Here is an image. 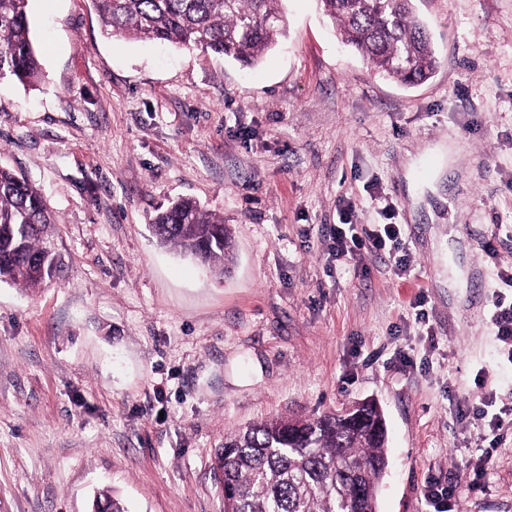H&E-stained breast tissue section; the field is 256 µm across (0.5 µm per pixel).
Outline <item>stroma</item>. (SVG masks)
I'll use <instances>...</instances> for the list:
<instances>
[{
	"mask_svg": "<svg viewBox=\"0 0 512 512\" xmlns=\"http://www.w3.org/2000/svg\"><path fill=\"white\" fill-rule=\"evenodd\" d=\"M437 58L407 86L316 0L246 70L111 37L91 0H30L33 84L0 85V166L57 220L50 282L0 281V512H224L226 434L373 399L378 512H512V0H414ZM192 198L232 230L223 275L160 243ZM400 224L409 255L337 268L327 233ZM499 233L495 256L483 242ZM478 489H469L470 478ZM454 487L444 500L432 487ZM494 307L491 324L499 339L510 342L508 357L512 360V301L505 304V299L500 296L494 303Z\"/></svg>",
	"mask_w": 512,
	"mask_h": 512,
	"instance_id": "obj_1",
	"label": "stroma"
}]
</instances>
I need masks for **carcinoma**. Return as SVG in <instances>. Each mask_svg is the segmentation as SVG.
Instances as JSON below:
<instances>
[{
  "mask_svg": "<svg viewBox=\"0 0 512 512\" xmlns=\"http://www.w3.org/2000/svg\"><path fill=\"white\" fill-rule=\"evenodd\" d=\"M30 0H0V83L27 84L40 68L29 36ZM107 33L223 55L255 65L286 34L282 0H92ZM342 43L370 67L407 85L429 79L436 57L413 0H317ZM56 223L41 193L0 167V280L27 288L52 280L45 249ZM158 240L218 274L232 261L224 219L181 199L159 213ZM387 433L372 401L349 413L276 417L224 438L217 455L224 512H376L387 468ZM93 512H126L103 492Z\"/></svg>",
  "mask_w": 512,
  "mask_h": 512,
  "instance_id": "cac0c4a2",
  "label": "carcinoma"
}]
</instances>
